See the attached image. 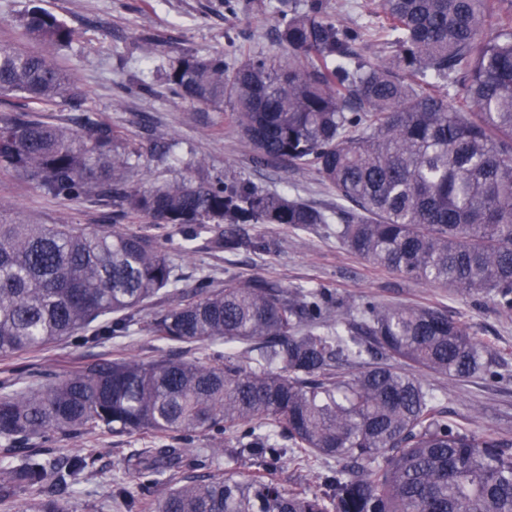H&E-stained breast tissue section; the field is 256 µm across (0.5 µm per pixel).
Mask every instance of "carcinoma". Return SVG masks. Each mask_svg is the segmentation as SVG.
<instances>
[{"label": "carcinoma", "mask_w": 512, "mask_h": 512, "mask_svg": "<svg viewBox=\"0 0 512 512\" xmlns=\"http://www.w3.org/2000/svg\"><path fill=\"white\" fill-rule=\"evenodd\" d=\"M377 10L384 24L353 29L327 0H279L285 56L231 67L220 53L186 55L167 74L175 96L230 106L256 165L287 160L316 172L336 190L329 214L251 183L128 184L134 152L119 132L87 117L84 139L43 120L77 88L31 49H0V98L26 102L0 118V170L53 196L110 201L116 221L172 224L185 253L199 239L229 253L272 248L242 236V224H334L336 239L370 263L511 316L512 0H378ZM20 28L48 47L73 38L39 7ZM179 281L152 236L0 217L1 358L137 331L180 348L35 384L1 380L0 504L23 493L22 512H68L47 487L74 490L95 464L90 455L17 458L18 446L141 433L159 444L126 468L157 494L130 501L135 512H512V441L448 419L425 382L497 375L493 351L443 309L366 301L348 322L349 305L324 289L203 276L186 296ZM217 341L240 346V357L204 365L185 354ZM279 428L295 467L344 462L326 477L329 491L282 486ZM199 436L213 439L214 460L232 442L270 459L258 475L198 474L188 444Z\"/></svg>", "instance_id": "carcinoma-1"}]
</instances>
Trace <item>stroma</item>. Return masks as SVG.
Instances as JSON below:
<instances>
[{"instance_id":"stroma-1","label":"stroma","mask_w":512,"mask_h":512,"mask_svg":"<svg viewBox=\"0 0 512 512\" xmlns=\"http://www.w3.org/2000/svg\"><path fill=\"white\" fill-rule=\"evenodd\" d=\"M276 0H0V48L20 43L19 18L32 6L55 14L75 32L68 47L53 50L57 64L78 87L77 101L52 106L46 120L73 125L80 116L124 133L140 152L129 181L138 186L162 184L198 174L215 180L244 181L297 198L320 208L336 204L334 191L311 170L286 161L264 167L251 162L252 145L233 125L228 111L174 96L166 82L169 65L184 55L223 54L229 65L253 56L279 53ZM152 44L151 60L142 47ZM149 90H142V83ZM203 159V170L193 163ZM0 209L7 218L31 224H80L90 230L112 225L111 207L94 200L72 201L44 193L24 173L0 172ZM249 236L274 242L269 252L214 253L194 246L175 254L181 288L192 290L200 276L217 281L245 280L257 275L285 288H324L351 305L365 300L384 304H429L465 323L475 338L499 356L500 379L462 382L431 376L441 408L450 419L471 420L474 432L495 433L512 440V317L505 318L485 299L452 296L447 290L420 283L350 253L330 226L306 230L277 224H249ZM167 350L164 342L139 332L100 344L72 339L13 359L0 358V374L62 377L100 359L131 355L149 361ZM147 435L101 436L90 442L75 435L49 442L33 441L29 449L49 456L86 454L96 449L97 472L78 493L69 496L71 512H129L128 497L153 494L138 475L124 473L125 458L135 449L151 447Z\"/></svg>"}]
</instances>
